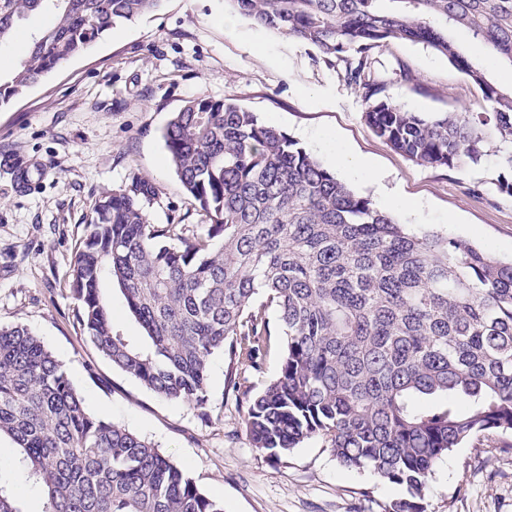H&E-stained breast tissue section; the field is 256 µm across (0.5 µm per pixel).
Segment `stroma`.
Here are the masks:
<instances>
[{
    "label": "stroma",
    "mask_w": 512,
    "mask_h": 512,
    "mask_svg": "<svg viewBox=\"0 0 512 512\" xmlns=\"http://www.w3.org/2000/svg\"><path fill=\"white\" fill-rule=\"evenodd\" d=\"M232 15L227 0H166L164 8L115 28L0 110V323L31 329L63 363L87 410L150 442L183 465L224 512H383L403 487L372 470L342 466L313 438L281 459L252 447L245 398L279 370L282 337L271 339L264 372L210 362L205 409L164 399L100 357L77 319L68 270L95 198L138 176L157 195L153 223L193 205L166 160L172 112L206 95L230 99L297 140L359 195L414 231H438L512 258V196L498 188L503 148L483 146L479 166L431 168L395 152L362 119L360 90L344 62H318L305 43ZM387 97L414 112L485 109L480 90L421 43L392 41L372 53ZM362 160L366 178L339 161ZM18 455L0 438V477L22 512L43 500L17 474ZM424 512H512V449L483 438L438 460Z\"/></svg>",
    "instance_id": "35a3bbf8"
}]
</instances>
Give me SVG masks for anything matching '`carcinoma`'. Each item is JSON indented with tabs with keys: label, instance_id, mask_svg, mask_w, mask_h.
<instances>
[{
	"label": "carcinoma",
	"instance_id": "cac0c4a2",
	"mask_svg": "<svg viewBox=\"0 0 512 512\" xmlns=\"http://www.w3.org/2000/svg\"><path fill=\"white\" fill-rule=\"evenodd\" d=\"M165 0H0V44L54 12L10 76L0 109L118 26ZM255 24L313 48L362 91L365 123L433 168L476 167L504 146L512 169V85L453 37L465 30L512 67V0H229ZM420 42L477 85L488 112H412L384 95L369 53ZM167 161L200 216L154 224L155 187L134 178L92 204L69 277L99 354L147 389L203 409L209 362L280 369L246 400L252 446L274 459L319 438L345 467L370 468L423 512L434 464L483 437H512V261L438 231L414 233L356 194L288 133L235 102L197 96L172 113ZM109 281L143 341L114 327ZM42 512H224L184 468L90 414L62 363L30 329L0 325V436ZM0 512H22L0 479Z\"/></svg>",
	"mask_w": 512,
	"mask_h": 512
}]
</instances>
